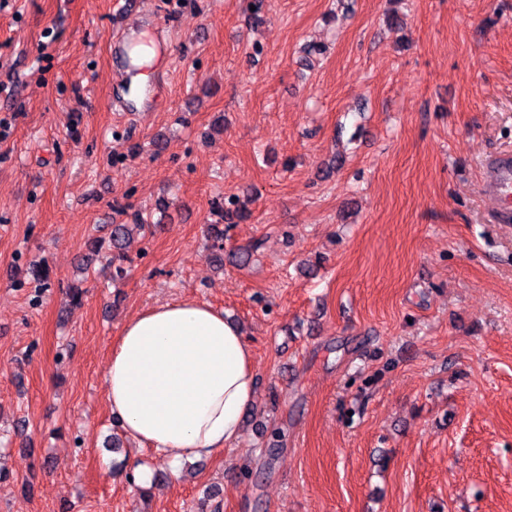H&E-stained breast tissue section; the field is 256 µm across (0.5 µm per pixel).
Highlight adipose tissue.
I'll use <instances>...</instances> for the list:
<instances>
[{
  "instance_id": "1",
  "label": "adipose tissue",
  "mask_w": 512,
  "mask_h": 512,
  "mask_svg": "<svg viewBox=\"0 0 512 512\" xmlns=\"http://www.w3.org/2000/svg\"><path fill=\"white\" fill-rule=\"evenodd\" d=\"M105 380L107 406L125 433L175 466L238 441L257 391L241 330L223 311L192 299L129 319Z\"/></svg>"
}]
</instances>
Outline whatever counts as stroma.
<instances>
[{
    "mask_svg": "<svg viewBox=\"0 0 512 512\" xmlns=\"http://www.w3.org/2000/svg\"><path fill=\"white\" fill-rule=\"evenodd\" d=\"M121 5L0 0V512H203L209 488L219 512H512V224L480 175L512 149V0ZM129 27L166 56L134 114ZM228 196L249 215L219 253ZM127 207L147 230L116 281L88 242ZM183 297L242 329L258 389L233 447L176 470L111 450L105 373Z\"/></svg>",
    "mask_w": 512,
    "mask_h": 512,
    "instance_id": "35a3bbf8",
    "label": "stroma"
}]
</instances>
